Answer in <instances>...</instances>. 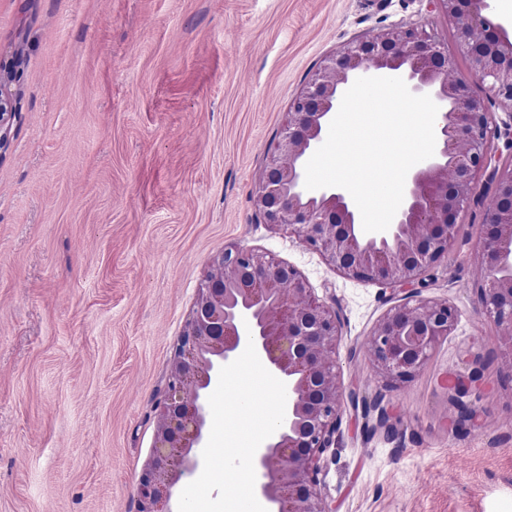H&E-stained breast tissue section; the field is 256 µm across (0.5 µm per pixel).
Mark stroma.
Segmentation results:
<instances>
[{"instance_id": "1", "label": "stroma", "mask_w": 512, "mask_h": 512, "mask_svg": "<svg viewBox=\"0 0 512 512\" xmlns=\"http://www.w3.org/2000/svg\"><path fill=\"white\" fill-rule=\"evenodd\" d=\"M409 23L465 74L429 0H0V512H136L174 345L233 246L292 265L341 323L330 357L358 402L323 455L332 512H512V364L477 291L492 186L421 289L457 323L396 385L367 351L388 290L254 201L323 60ZM471 375L459 428L446 383Z\"/></svg>"}]
</instances>
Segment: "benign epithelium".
<instances>
[{
	"label": "benign epithelium",
	"mask_w": 512,
	"mask_h": 512,
	"mask_svg": "<svg viewBox=\"0 0 512 512\" xmlns=\"http://www.w3.org/2000/svg\"><path fill=\"white\" fill-rule=\"evenodd\" d=\"M431 2L455 25L467 74L451 76L448 45L413 23L349 41L294 100L255 197L266 223L288 227L343 275L379 284L397 299L368 343L378 372L396 382L412 378L457 322L447 302L421 299L414 288L401 297L397 292L423 282L448 254L457 218L474 200L483 175L494 184V201L479 251L478 293L483 314L502 328L505 356L512 360V164L503 166L496 155L494 115L472 90L487 86L512 112V34L496 21L488 0ZM373 76L402 78L412 93L430 95L438 114L434 156L409 171L390 227L366 233L343 189L305 188V165L325 142L346 90L356 79ZM13 115L12 95L0 78V138ZM244 324L246 334L239 331ZM250 339L287 393L282 426L254 456L256 494L267 512H330L320 475L347 399L328 358L341 340L340 323L294 267L236 247L214 260L176 344L137 512H175L174 487L203 466L208 397L219 370ZM471 384L463 377L450 382L458 426L477 417L463 402Z\"/></svg>",
	"instance_id": "7a95c632"
}]
</instances>
